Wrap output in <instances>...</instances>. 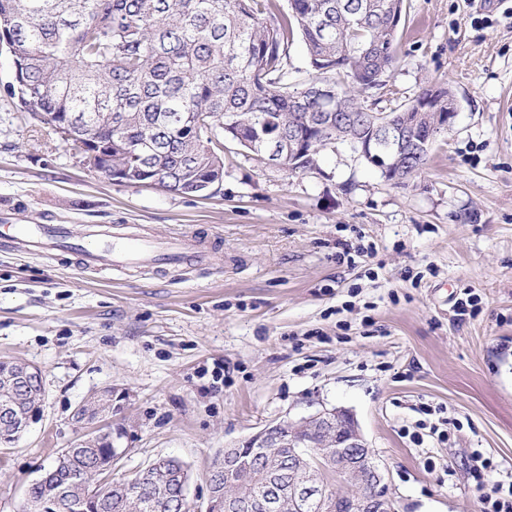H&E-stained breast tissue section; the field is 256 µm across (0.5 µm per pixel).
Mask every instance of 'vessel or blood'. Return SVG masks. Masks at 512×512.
<instances>
[{
	"instance_id": "obj_1",
	"label": "vessel or blood",
	"mask_w": 512,
	"mask_h": 512,
	"mask_svg": "<svg viewBox=\"0 0 512 512\" xmlns=\"http://www.w3.org/2000/svg\"><path fill=\"white\" fill-rule=\"evenodd\" d=\"M0 247L43 257L64 253L85 269L200 267L213 256L200 236L163 237L141 224H1Z\"/></svg>"
}]
</instances>
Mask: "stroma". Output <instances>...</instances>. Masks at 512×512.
Returning a JSON list of instances; mask_svg holds the SVG:
<instances>
[{
  "label": "stroma",
  "instance_id": "35a3bbf8",
  "mask_svg": "<svg viewBox=\"0 0 512 512\" xmlns=\"http://www.w3.org/2000/svg\"><path fill=\"white\" fill-rule=\"evenodd\" d=\"M405 5L398 63L365 103L441 84L458 112L398 185L343 143L297 173L227 146L213 196L113 181L19 110L0 50V222L196 230L216 248L206 266L127 273L0 250V358L40 368L44 390L40 420L0 447V512L90 442L73 413L108 387L113 478L179 458L191 512L225 449L325 407L353 413L397 512H478L476 451L512 482V0ZM469 292L478 310L457 314Z\"/></svg>",
  "mask_w": 512,
  "mask_h": 512
}]
</instances>
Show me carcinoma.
<instances>
[{"instance_id":"1","label":"carcinoma","mask_w":512,"mask_h":512,"mask_svg":"<svg viewBox=\"0 0 512 512\" xmlns=\"http://www.w3.org/2000/svg\"><path fill=\"white\" fill-rule=\"evenodd\" d=\"M404 0H0V35L9 38L10 95L21 108L40 114L98 165L125 183L159 176L171 192L219 191L224 178V127L238 132L230 142L263 159L271 142L288 132L320 134L298 169L317 165L321 149L355 138L364 159L387 181L420 173L446 128L422 124L406 139L405 159L395 162L398 125L416 103L448 111L451 91L432 84L388 112H367L361 98L386 86L397 63L396 35ZM302 42L315 75L293 76L290 47ZM333 85L330 97L311 94ZM287 448L262 454L244 443L235 468L214 476L219 492L213 512H257L269 486L285 485ZM105 448H74L62 473L30 486L34 501L63 507L85 495L97 478ZM91 512H178L169 489L124 501L115 493ZM282 512H360L353 494L330 510L285 502Z\"/></svg>"}]
</instances>
